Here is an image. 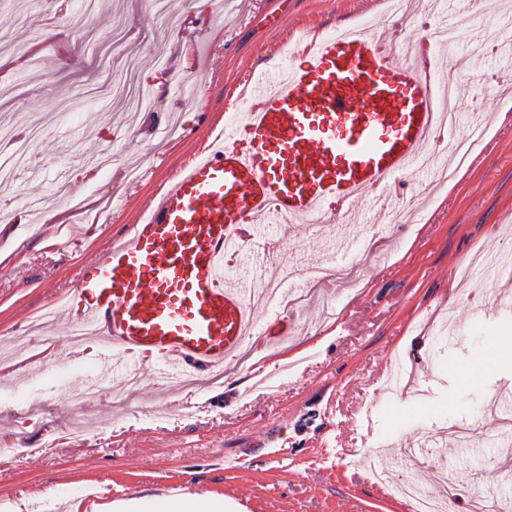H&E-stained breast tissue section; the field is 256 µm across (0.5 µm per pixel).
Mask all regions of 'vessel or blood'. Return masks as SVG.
<instances>
[{"instance_id": "b4317fda", "label": "vessel or blood", "mask_w": 512, "mask_h": 512, "mask_svg": "<svg viewBox=\"0 0 512 512\" xmlns=\"http://www.w3.org/2000/svg\"><path fill=\"white\" fill-rule=\"evenodd\" d=\"M423 50L341 32L322 38L224 138L193 158L115 245L83 264L66 303L70 329L99 335L130 367L200 382L262 323L250 289L225 282L229 254L270 218L324 226L361 221L358 205L391 178L414 177L442 128L436 71Z\"/></svg>"}]
</instances>
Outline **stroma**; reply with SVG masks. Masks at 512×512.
<instances>
[{
  "mask_svg": "<svg viewBox=\"0 0 512 512\" xmlns=\"http://www.w3.org/2000/svg\"><path fill=\"white\" fill-rule=\"evenodd\" d=\"M158 16L149 0H0V127L27 162L0 180V442L23 458L0 457V504L20 512H92L111 500L217 494L245 512H408L391 491L413 475L438 496L437 475L460 492L446 512H471L473 496L512 512V103L476 90L512 66V0H448L459 39L441 49L459 75L462 111L486 120L482 154L461 166L452 187L394 178L398 212L367 202L349 233L363 246L355 286L311 290L289 317L295 336L278 349L251 339L226 371L192 388L138 368L128 396L117 354L77 345L58 317L30 325L102 247L124 236L193 156L251 103L252 82L283 63L300 34L361 23L418 45L437 22L427 0L403 19L387 0H171ZM66 14V30L39 25ZM279 24L270 27V15ZM489 53H480L483 43ZM163 83L147 110L117 104L112 87ZM68 185L70 194L60 191ZM310 224L270 223L257 261L232 260L251 286L273 279L294 290L288 268L341 259L318 248ZM29 347L17 352L15 335ZM499 353L481 381L470 362ZM402 360L421 399L386 393L382 379ZM91 389L80 406L68 392ZM474 431L468 447L443 432ZM66 496L52 494L54 485Z\"/></svg>",
  "mask_w": 512,
  "mask_h": 512,
  "instance_id": "stroma-1",
  "label": "stroma"
}]
</instances>
